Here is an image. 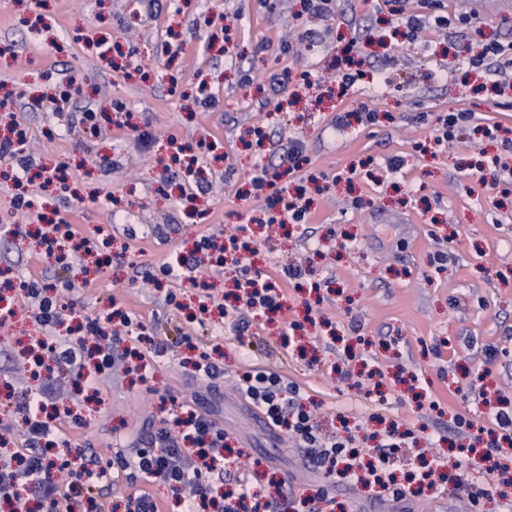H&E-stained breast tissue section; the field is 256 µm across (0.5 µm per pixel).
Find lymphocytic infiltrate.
<instances>
[{
  "instance_id": "f902f5d3",
  "label": "lymphocytic infiltrate",
  "mask_w": 512,
  "mask_h": 512,
  "mask_svg": "<svg viewBox=\"0 0 512 512\" xmlns=\"http://www.w3.org/2000/svg\"><path fill=\"white\" fill-rule=\"evenodd\" d=\"M469 14H444L442 0H418V9L407 14L402 25L406 42H415L427 27L439 31L455 27H470ZM467 67L482 71L494 86H501L502 78L512 67V45L495 41L482 44L477 51L464 57ZM26 132L13 128L11 136L0 138V159L16 167L15 180L18 193L17 208L32 209L34 201L26 187L33 179L44 183L66 181V166L52 170L33 171L24 149ZM284 172L258 167L249 181L256 195L264 199L265 224L285 229L290 224L306 221L308 207L300 197L291 194L283 175L300 171L307 158L299 143H291L285 158ZM239 236L221 240L214 234L201 236L194 244L195 255L177 258L159 265L157 270L133 263L135 274L150 283L159 280H185L202 300H210L213 285L209 272L214 268L232 265L239 271L236 282L237 304L233 306V327L244 332L249 324L248 314L269 316L282 312L284 299L269 278L249 272L248 260L255 251L248 225H240ZM45 258L63 261L75 257L87 239L66 220H59L44 233L39 241ZM5 288L31 300L35 306L31 318L48 335L39 340L40 355L28 365L30 378L40 380L37 392L16 402L15 411L21 414L23 430L12 424H0V446L15 445L10 457L0 459V500L8 502L13 512H29L28 493H35L44 512H68L71 503L87 500L92 512H110L102 497L104 484L125 482L135 486L129 512H160L159 503L152 493L153 486L161 485L178 496L184 512H199L200 507L213 501L219 485L224 482V452L228 434L210 412L178 403L162 419L160 427L139 439L136 447L115 451L110 459H102L97 452L85 449L59 447L61 413H48V403L61 401L56 379L67 375L73 384L97 391L99 382L95 374L85 371L87 360H94L97 371L112 369L118 358L112 352L114 345L125 341L147 342L148 336L141 322L124 315L120 323H113L111 314L101 313L85 317L78 336H55L51 330L62 322L69 304L63 292L74 291L71 280L50 281L44 278L6 280ZM122 364V363H119ZM124 373L147 376L150 364L143 353H136L134 361L122 364ZM239 392L251 400L265 416L271 427L285 431L289 440L306 451L309 466L324 470L326 475L340 476L352 486L377 485L384 498L398 501L405 492L396 481L391 456L396 448L406 443L405 433L391 429L372 448L367 462H359L360 439L357 434L348 437L321 435L312 409L302 402L299 385L287 381L278 371L268 367H253L238 380ZM492 427L489 452L480 454L475 448L467 453L478 470L493 474L489 461L492 454L512 447V409L499 408L490 415ZM236 504H225L224 512H335V500L326 488L315 494L298 495L281 492L278 497L260 499L254 489L253 477L237 481Z\"/></svg>"
}]
</instances>
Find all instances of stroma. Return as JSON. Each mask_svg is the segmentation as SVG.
<instances>
[{"label":"stroma","instance_id":"stroma-1","mask_svg":"<svg viewBox=\"0 0 512 512\" xmlns=\"http://www.w3.org/2000/svg\"><path fill=\"white\" fill-rule=\"evenodd\" d=\"M495 0H444L448 12L473 14L472 30L423 39L397 49L399 0H339V13L320 20L301 13L299 0H162L149 14L137 0H0V94L11 92L25 128L33 165L68 164L67 187L34 182L43 213L79 225L87 233L110 228L112 243L91 268L94 284L73 297L78 315L96 316L110 305L133 314L149 335L171 343L191 332L200 349L218 350L224 377L216 389L197 379L178 350L151 357L147 383L105 374L97 410L82 425H65L71 445L109 457L115 441L138 440L154 430L161 396L180 401L211 398L240 457L226 463L231 476L261 461L301 493L326 485L345 512H463L469 494L479 512H501L512 501V480L497 474L494 492L482 494L481 478L462 455L473 434L461 435L454 418L464 414L488 425V409L463 398L467 373L485 372L488 391L512 402V180L481 178L479 161L500 156L512 165V142L483 137L484 126L512 128V108L500 97L475 93L476 74L461 63L477 40L512 42V17ZM231 24H224V16ZM385 33L384 44L363 46L367 66L382 67L378 81L362 78L345 96L299 89V75L329 70L350 39L367 27ZM121 44L128 70L112 67L106 48ZM299 102L276 112L272 74ZM73 79L64 111L52 100L58 84ZM43 100L28 109L31 98ZM124 103L133 128L105 125L99 136L69 129L72 113ZM475 114L477 130L454 146L421 149L452 108ZM374 111L370 124L337 127V114ZM149 133L143 144L140 133ZM215 150L197 155L194 175L167 165L168 139ZM309 159L304 173L320 176L307 223L292 235L266 242L257 232L250 271L272 277L285 294L291 320L307 326L313 356H284L280 326L257 316L236 334L228 318L210 315L191 323L170 311L165 288L144 292L128 258L160 265L188 254L196 236L235 234L258 208L248 197L254 164L278 166L291 142ZM190 183L197 199L180 203L177 185ZM306 268L307 287L295 290L285 266ZM81 261L69 272L81 282ZM38 277L48 268L34 239L0 238V271ZM39 329L16 318L0 333V419L12 415L4 383L15 393L33 387L21 379L23 348ZM273 366L315 402L323 433L341 431V418L363 435L396 422L414 432L408 463L436 454L455 482L446 493L407 495L398 503L371 490L325 478L304 464V449L263 422L235 383L250 366ZM383 374L384 400L370 397L369 370ZM425 388L439 404L431 410L409 396L406 385Z\"/></svg>","mask_w":512,"mask_h":512}]
</instances>
